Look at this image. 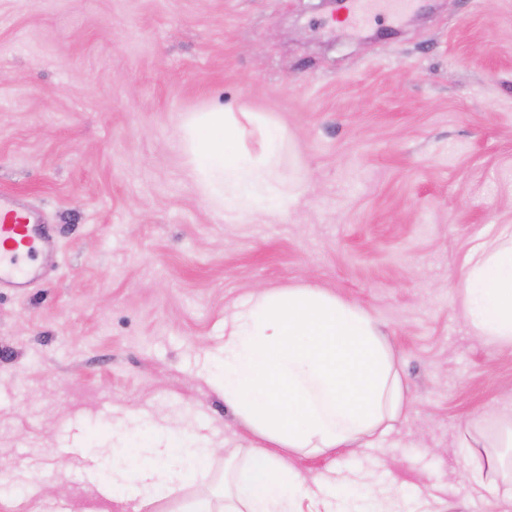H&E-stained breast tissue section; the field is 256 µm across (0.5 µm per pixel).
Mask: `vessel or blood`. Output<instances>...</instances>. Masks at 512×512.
Listing matches in <instances>:
<instances>
[{
  "label": "vessel or blood",
  "instance_id": "vessel-or-blood-1",
  "mask_svg": "<svg viewBox=\"0 0 512 512\" xmlns=\"http://www.w3.org/2000/svg\"><path fill=\"white\" fill-rule=\"evenodd\" d=\"M53 245L48 225L23 210L0 202V285L27 287L39 255Z\"/></svg>",
  "mask_w": 512,
  "mask_h": 512
}]
</instances>
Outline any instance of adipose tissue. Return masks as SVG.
I'll return each instance as SVG.
<instances>
[{"label": "adipose tissue", "mask_w": 512, "mask_h": 512, "mask_svg": "<svg viewBox=\"0 0 512 512\" xmlns=\"http://www.w3.org/2000/svg\"><path fill=\"white\" fill-rule=\"evenodd\" d=\"M262 126V149L242 146L249 126ZM285 134L255 113L220 107L196 112L184 125L185 149L202 192L235 218L273 207L293 193L277 171ZM462 306L471 332L512 347V228L469 253L461 276ZM206 378L251 432L242 465L224 468L221 498H195L186 512H303L304 499L323 490V474L305 475L292 457L332 454L384 438L409 399L399 362L376 319L363 307L301 282L261 288L224 319V346L209 358ZM473 459L469 481L496 492L512 483V407L466 425L459 441ZM142 458L112 455V476L94 491L124 512H158L160 501L189 482H206L201 462L216 448L206 439L169 430L140 442Z\"/></svg>", "instance_id": "obj_1"}]
</instances>
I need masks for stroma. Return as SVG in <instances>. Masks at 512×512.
Returning <instances> with one entry per match:
<instances>
[{
  "label": "stroma",
  "mask_w": 512,
  "mask_h": 512,
  "mask_svg": "<svg viewBox=\"0 0 512 512\" xmlns=\"http://www.w3.org/2000/svg\"><path fill=\"white\" fill-rule=\"evenodd\" d=\"M285 130L287 210L225 217L182 123ZM0 195L56 244L0 288V512L91 505L83 455L148 425L207 436L218 489L254 438L207 382L224 316L301 280L368 310L410 404L333 466L338 512H512L472 489L460 428L512 399V348L467 327L469 252L512 226V0H417L355 26L323 0H0Z\"/></svg>",
  "instance_id": "35a3bbf8"
}]
</instances>
